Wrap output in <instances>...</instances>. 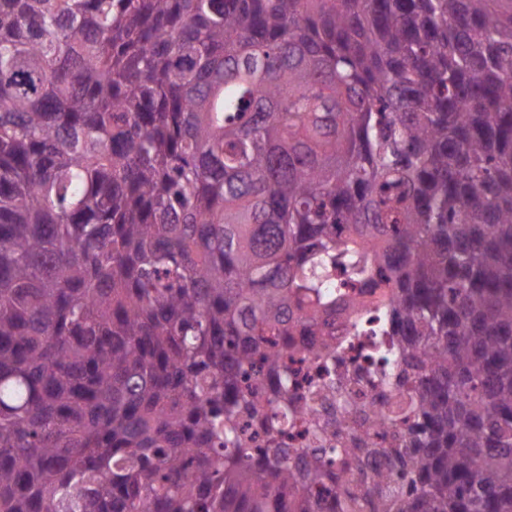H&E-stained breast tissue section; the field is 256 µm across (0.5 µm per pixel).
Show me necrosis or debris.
Masks as SVG:
<instances>
[{
  "label": "necrosis or debris",
  "mask_w": 512,
  "mask_h": 512,
  "mask_svg": "<svg viewBox=\"0 0 512 512\" xmlns=\"http://www.w3.org/2000/svg\"><path fill=\"white\" fill-rule=\"evenodd\" d=\"M323 293L339 303L335 321L324 332L336 342V383L344 400L339 403L332 397L314 399L312 417L297 416L294 428L288 431V445L292 448L307 447L304 430L310 418H339L353 424L365 409L383 408L397 395L392 385L366 384L357 379L359 373L366 371H396L400 357L399 337L381 332V309L373 300L369 281L351 279L348 263L341 261Z\"/></svg>",
  "instance_id": "1"
}]
</instances>
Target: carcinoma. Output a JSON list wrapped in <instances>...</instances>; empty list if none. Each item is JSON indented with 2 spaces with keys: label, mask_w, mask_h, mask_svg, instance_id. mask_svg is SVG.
I'll return each instance as SVG.
<instances>
[{
  "label": "carcinoma",
  "mask_w": 512,
  "mask_h": 512,
  "mask_svg": "<svg viewBox=\"0 0 512 512\" xmlns=\"http://www.w3.org/2000/svg\"><path fill=\"white\" fill-rule=\"evenodd\" d=\"M357 249L399 399L290 448ZM0 512H512V0H0ZM311 336H295L288 348V365L295 370L298 380L301 383V391L310 384L318 381L322 374L323 363L307 358L302 346L308 342Z\"/></svg>",
  "instance_id": "cac0c4a2"
}]
</instances>
